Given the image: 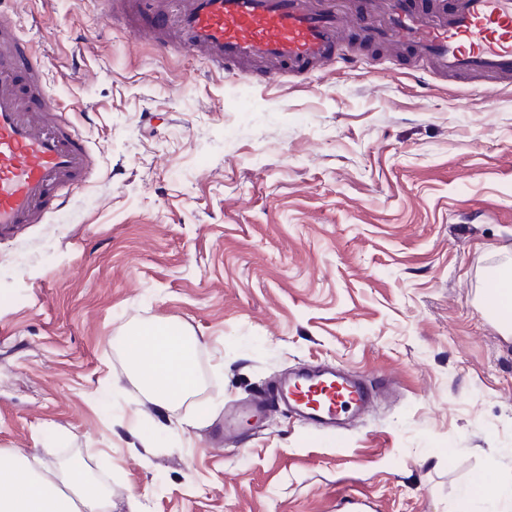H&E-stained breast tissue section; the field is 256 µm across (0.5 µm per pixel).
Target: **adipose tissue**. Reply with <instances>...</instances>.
I'll return each mask as SVG.
<instances>
[{"instance_id": "adipose-tissue-1", "label": "adipose tissue", "mask_w": 512, "mask_h": 512, "mask_svg": "<svg viewBox=\"0 0 512 512\" xmlns=\"http://www.w3.org/2000/svg\"><path fill=\"white\" fill-rule=\"evenodd\" d=\"M134 386L159 409L195 394L196 340L165 325L141 327L124 340ZM0 512H112V492L78 460L38 468L23 456L0 465Z\"/></svg>"}]
</instances>
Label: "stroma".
Segmentation results:
<instances>
[{"instance_id": "1", "label": "stroma", "mask_w": 512, "mask_h": 512, "mask_svg": "<svg viewBox=\"0 0 512 512\" xmlns=\"http://www.w3.org/2000/svg\"><path fill=\"white\" fill-rule=\"evenodd\" d=\"M97 156L45 224L0 239V457L83 458L112 512H457L512 486V83L417 74L400 47L258 88L105 27L99 0H8ZM170 321L200 390L159 413L122 339ZM390 387L331 435L224 408L302 364ZM511 277V269H493L486 276L487 289L485 292V304L489 305V315L498 319L499 304L497 299V289L494 283L500 279ZM512 497L511 488L492 486L489 487L485 484L483 478L479 475L476 476L470 489L462 499L460 512H471L472 504L476 500H499Z\"/></svg>"}]
</instances>
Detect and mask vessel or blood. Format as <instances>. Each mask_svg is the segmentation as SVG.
I'll list each match as a JSON object with an SVG mask.
<instances>
[{
    "label": "vessel or blood",
    "instance_id": "1",
    "mask_svg": "<svg viewBox=\"0 0 512 512\" xmlns=\"http://www.w3.org/2000/svg\"><path fill=\"white\" fill-rule=\"evenodd\" d=\"M103 19L122 18L133 36L150 34L161 50L180 48L208 71L253 67L304 79L334 62L347 31L373 44L413 48L419 69L442 80L477 78L488 88L512 79V0H102ZM95 167L94 154L68 110L51 93L43 62L14 21L0 18V237L45 223ZM485 303L498 317L495 284ZM386 379L352 374L331 363L305 365L256 391L224 421L226 439L240 418L287 410L320 430L338 432L365 413Z\"/></svg>",
    "mask_w": 512,
    "mask_h": 512
}]
</instances>
